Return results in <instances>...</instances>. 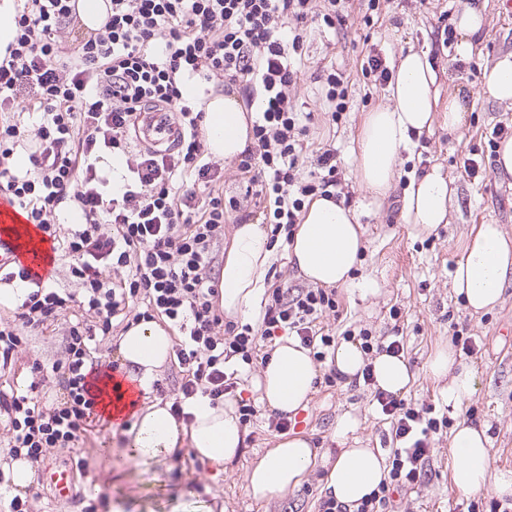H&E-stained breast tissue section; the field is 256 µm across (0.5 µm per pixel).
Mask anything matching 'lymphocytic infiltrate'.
Returning a JSON list of instances; mask_svg holds the SVG:
<instances>
[{
    "label": "lymphocytic infiltrate",
    "mask_w": 512,
    "mask_h": 512,
    "mask_svg": "<svg viewBox=\"0 0 512 512\" xmlns=\"http://www.w3.org/2000/svg\"><path fill=\"white\" fill-rule=\"evenodd\" d=\"M310 2L108 0L104 25L87 33L72 0H16V34L0 57V197L53 240L75 287L33 280L14 261L0 268V283L21 290L13 319L0 321V367L12 366L30 332L74 308L82 318L69 323L51 367L33 363L29 385L0 394L12 456L42 459L108 426L93 389L118 364L95 351L115 326L158 321L176 331L172 364L183 379L170 412L185 422L186 405L201 397L237 401L241 421L255 416L224 365L251 359L263 341L297 337L319 362L334 347L317 322L335 311V289L274 288L256 323L240 326L224 318L215 273L225 225L259 215L274 232L294 234L306 198L340 185L334 150L305 171L308 128L289 96ZM190 78L238 91L255 111L238 169L256 189V211L224 198V170L207 159L205 108L180 91ZM22 95L26 105L16 106ZM151 106L173 112L178 135L166 150L129 153L130 133ZM21 152L29 168L13 166ZM72 212L78 223H54ZM53 390L60 397L51 401ZM373 399L396 446L387 479L355 512H394L395 493L421 485L431 440L449 420L430 403L412 407L379 389Z\"/></svg>",
    "instance_id": "lymphocytic-infiltrate-1"
}]
</instances>
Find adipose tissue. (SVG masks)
<instances>
[{
	"label": "adipose tissue",
	"instance_id": "adipose-tissue-1",
	"mask_svg": "<svg viewBox=\"0 0 512 512\" xmlns=\"http://www.w3.org/2000/svg\"><path fill=\"white\" fill-rule=\"evenodd\" d=\"M480 92L490 101L512 106V52L498 56L485 67ZM390 103L366 114L355 140L356 173L360 185L375 199H384L396 183L402 153L412 136L431 132L438 94L435 70L426 53L400 55L396 76L388 86ZM207 144L213 156L230 161L250 142L247 114L235 96H214L207 104ZM451 189L440 167L412 178L404 190L401 217L416 234L429 235L449 222ZM366 248L364 229L355 210L343 201L314 197L304 207L288 247V258L309 282L323 287L353 283V273ZM274 247L261 225L241 224L235 229L221 270L220 305L227 317L255 314L266 291ZM512 284V236L501 225H480L471 234L454 269L451 288L472 312L498 305ZM172 338L158 324L141 322L121 336L118 352L123 362L140 371L138 387L149 390L157 371L169 358ZM333 363L347 378L371 367L377 388L396 395L405 393L412 379L404 356L380 353L369 357L351 342L340 344ZM427 371L439 384V397L448 408H459L477 389L475 372L460 365L453 351L438 350ZM318 368L298 340L277 343L266 360L260 383L261 399L277 413L287 415L311 399ZM190 423L177 422L167 406L154 402L139 407L132 426L130 458L162 459L189 447L199 462L220 468L241 451L244 431L233 404H211L201 398L188 407ZM316 456L305 437L278 441L251 467L248 493L258 500L298 488ZM451 480L458 492L472 494L493 487L512 495V470L492 464L485 429L467 422L456 424L451 440ZM325 488L336 501L355 512L362 500L387 477L385 460L370 448H341L327 461Z\"/></svg>",
	"mask_w": 512,
	"mask_h": 512
}]
</instances>
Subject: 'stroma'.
Wrapping results in <instances>:
<instances>
[{"label": "stroma", "instance_id": "stroma-1", "mask_svg": "<svg viewBox=\"0 0 512 512\" xmlns=\"http://www.w3.org/2000/svg\"><path fill=\"white\" fill-rule=\"evenodd\" d=\"M470 0H345L344 21L327 27L322 21L304 30L300 80L290 95L298 111L312 113L306 139L308 156L319 148L334 149L348 204L359 215L367 247L354 280L368 284L367 295L338 288L335 314L322 324L330 333L366 328L372 337L402 336L404 356L413 379L404 399L412 406L439 403L435 383L425 367L455 330L475 339L479 352L458 354L471 366L479 388L463 409L450 413L485 428L493 464L512 469V285L502 302L479 314L471 313L450 287L454 268L467 237L482 224H499L512 234V177L493 167L501 136L512 135V108L487 100L480 92L482 70L502 53L512 52V0H481L486 26L470 60L459 59L456 42H436L438 27L454 24ZM427 52L435 63L440 104L447 92L462 89L472 105L463 128L449 132L445 117H438L431 133L414 139L402 155L398 188L432 166H441L453 180L450 222L435 234L420 236L400 217L401 203L377 202L360 186L355 171L354 147L367 112L384 105L385 86L376 84L362 68L369 57H381L395 66L407 51ZM332 67L349 84L350 103L337 123H330L320 98L319 69ZM63 329L32 332L15 357L12 368L0 369V391L29 384L33 361L51 365L59 358ZM240 376L241 396L257 403L258 412L246 426L244 448L223 470L196 465L187 449L167 460L131 461L128 430L106 427L87 434L78 448H55L45 460L32 465L26 492L30 512H80L82 503L97 502V512H196L199 504L223 507L224 512H317L324 497L322 464H314L300 487L268 501L254 500L247 491V477L256 457L280 440L268 420L273 413L259 403L261 358L250 364L233 359ZM367 386L340 382L316 384L304 412L306 426H290L289 435H301L318 452L339 448H371L388 453L392 428L371 404ZM450 431L436 435L423 483L400 494L403 512H457L463 496L453 486L448 447ZM82 457L83 469L74 473L76 502H59L44 482L48 465Z\"/></svg>", "mask_w": 512, "mask_h": 512}]
</instances>
